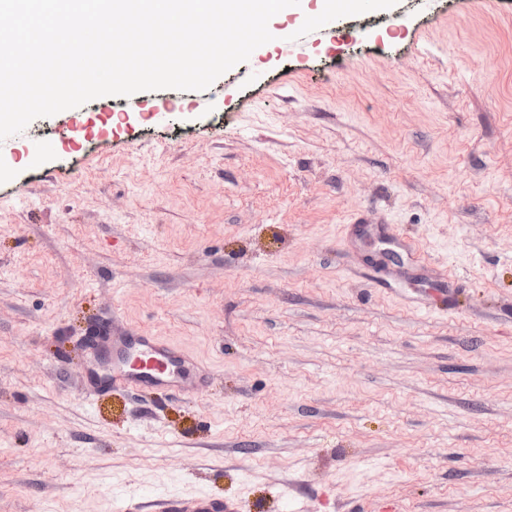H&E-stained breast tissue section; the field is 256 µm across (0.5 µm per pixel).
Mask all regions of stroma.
Wrapping results in <instances>:
<instances>
[{"mask_svg": "<svg viewBox=\"0 0 512 512\" xmlns=\"http://www.w3.org/2000/svg\"><path fill=\"white\" fill-rule=\"evenodd\" d=\"M302 23L0 142V512H512V0ZM114 327L207 383L85 395ZM150 508V511L147 509ZM154 508V509H153ZM120 512H239L237 501L224 500L205 492L165 494L155 500L144 501L137 495L120 500Z\"/></svg>", "mask_w": 512, "mask_h": 512, "instance_id": "obj_1", "label": "stroma"}]
</instances>
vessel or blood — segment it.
I'll return each instance as SVG.
<instances>
[{"label": "vessel or blood", "mask_w": 512, "mask_h": 512, "mask_svg": "<svg viewBox=\"0 0 512 512\" xmlns=\"http://www.w3.org/2000/svg\"><path fill=\"white\" fill-rule=\"evenodd\" d=\"M95 355L111 354L112 369L90 368L83 379V389L92 396L123 390L136 392L144 388L196 389L205 376L196 360L175 346L145 333L127 335L112 329L93 348ZM134 354L135 364L122 362L125 354ZM119 512H240L237 501L224 500L205 492L165 494L151 501L136 495L121 499Z\"/></svg>", "instance_id": "1"}]
</instances>
